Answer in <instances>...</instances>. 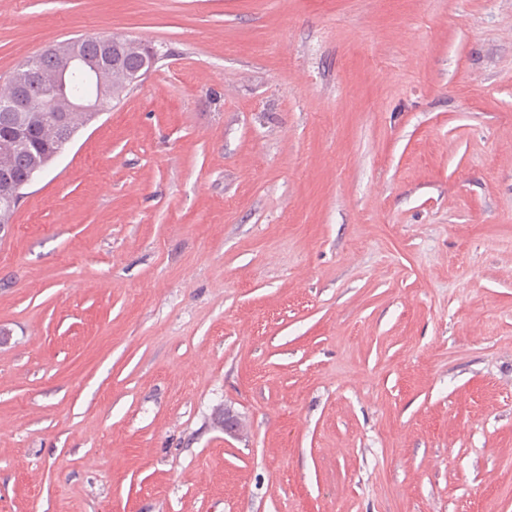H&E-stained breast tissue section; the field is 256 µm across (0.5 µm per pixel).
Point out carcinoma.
<instances>
[{
    "label": "carcinoma",
    "instance_id": "carcinoma-1",
    "mask_svg": "<svg viewBox=\"0 0 512 512\" xmlns=\"http://www.w3.org/2000/svg\"><path fill=\"white\" fill-rule=\"evenodd\" d=\"M146 46L132 39H123L119 51L107 57L98 72L96 104L98 111L112 108V102L131 91L129 73L142 64ZM36 68L34 76L43 90L54 88L59 71L42 64L37 57L27 59ZM67 102H55L34 94L26 112H0V168L8 166L18 177L45 168L62 148L63 136H73L94 121L92 113L66 112Z\"/></svg>",
    "mask_w": 512,
    "mask_h": 512
}]
</instances>
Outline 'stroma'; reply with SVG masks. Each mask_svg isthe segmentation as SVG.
Returning <instances> with one entry per match:
<instances>
[{
	"label": "stroma",
	"mask_w": 512,
	"mask_h": 512,
	"mask_svg": "<svg viewBox=\"0 0 512 512\" xmlns=\"http://www.w3.org/2000/svg\"><path fill=\"white\" fill-rule=\"evenodd\" d=\"M81 36L161 60L0 236V512H512V0H0V83Z\"/></svg>",
	"instance_id": "1"
}]
</instances>
